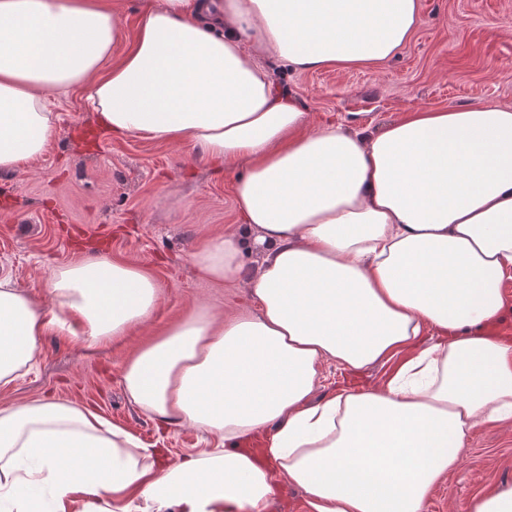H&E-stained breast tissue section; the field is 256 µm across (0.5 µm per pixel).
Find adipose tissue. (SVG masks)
I'll list each match as a JSON object with an SVG mask.
<instances>
[{
    "label": "adipose tissue",
    "mask_w": 512,
    "mask_h": 512,
    "mask_svg": "<svg viewBox=\"0 0 512 512\" xmlns=\"http://www.w3.org/2000/svg\"><path fill=\"white\" fill-rule=\"evenodd\" d=\"M419 0H148L131 48L95 0H0V172L39 160L56 93L81 87L107 132L247 161L243 232L192 263L246 284L251 309H193L125 364L130 400L222 445L163 466L124 428L56 400L0 408V512H267L276 469L310 512H425L464 438L512 421V340L493 330L512 278V107L424 106L381 126L312 127L266 58L298 70L382 64ZM262 270L244 279L251 246ZM53 307L0 279V387L53 330L98 345L162 290L108 255L57 266ZM399 364L384 388L308 399L320 365ZM89 500L78 503V494Z\"/></svg>",
    "instance_id": "adipose-tissue-1"
}]
</instances>
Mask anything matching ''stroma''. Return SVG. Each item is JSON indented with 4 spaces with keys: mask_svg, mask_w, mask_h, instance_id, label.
I'll list each match as a JSON object with an SVG mask.
<instances>
[{
    "mask_svg": "<svg viewBox=\"0 0 512 512\" xmlns=\"http://www.w3.org/2000/svg\"><path fill=\"white\" fill-rule=\"evenodd\" d=\"M421 13L410 41L383 64L304 71L270 59L266 66L312 126L331 117L379 125L427 105L512 106V0H421ZM55 110L46 154L25 171L0 173V277L47 308L45 283L56 266L104 252L150 272L162 299L146 323L106 344L61 332L40 337L35 366L0 389V407L77 403L177 464L215 438L191 425L158 426L129 402L121 374L190 309L226 318L249 310L245 287L214 284L190 259L206 239L238 229L234 185L247 165L225 172L182 144L100 131L78 89L61 93ZM502 482L512 483V423H490L466 438L458 468L426 512H468L474 495Z\"/></svg>",
    "mask_w": 512,
    "mask_h": 512,
    "instance_id": "obj_1",
    "label": "stroma"
}]
</instances>
